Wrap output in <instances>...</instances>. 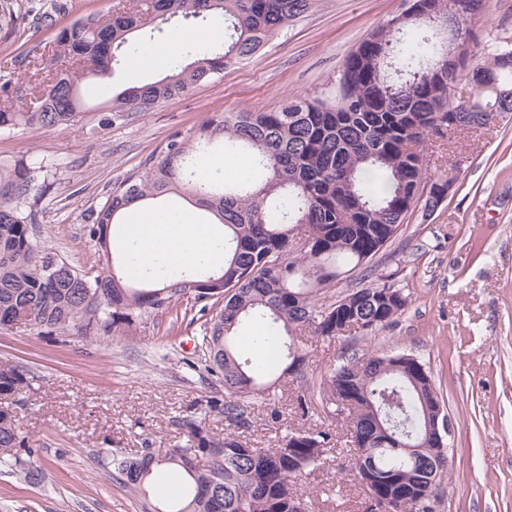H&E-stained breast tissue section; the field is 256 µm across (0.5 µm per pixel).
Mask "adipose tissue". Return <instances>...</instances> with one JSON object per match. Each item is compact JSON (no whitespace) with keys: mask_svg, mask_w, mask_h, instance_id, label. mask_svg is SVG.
<instances>
[{"mask_svg":"<svg viewBox=\"0 0 512 512\" xmlns=\"http://www.w3.org/2000/svg\"><path fill=\"white\" fill-rule=\"evenodd\" d=\"M216 36L212 30L179 34L173 43L137 49L128 59L132 72L168 69L178 46L205 44ZM124 240L132 252V270L142 273L156 267L180 271L224 258V238L209 224L200 223L188 209L158 213L139 206L128 209L123 227Z\"/></svg>","mask_w":512,"mask_h":512,"instance_id":"1","label":"adipose tissue"}]
</instances>
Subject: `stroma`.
I'll return each instance as SVG.
<instances>
[{"label": "stroma", "instance_id": "stroma-1", "mask_svg": "<svg viewBox=\"0 0 512 512\" xmlns=\"http://www.w3.org/2000/svg\"><path fill=\"white\" fill-rule=\"evenodd\" d=\"M402 0H316L259 56L199 82L154 111L98 127V115L32 132L0 133V161L34 157L48 166L38 204L42 238L73 265L96 271L105 257L86 235L90 216L129 176L144 174L168 138L217 112H267L294 94H319L346 56L397 14ZM56 26L22 23L0 42V78L16 77V56L31 52L33 79L57 66L46 51ZM475 44L512 45V0H486ZM460 161L447 199L431 215L415 211L373 259L409 303L393 323L366 336L326 339L306 330L309 381L327 384L342 359L369 350L409 354L430 371L451 432L437 512H512V119L430 146L429 167ZM171 315L126 336L54 342L22 324L0 329V369L26 371L15 412L45 478L31 484L0 466V512H140V503L103 467L132 448H170L186 439L192 406L222 397L198 365L205 316L170 332ZM318 426L337 443L326 465L297 488L311 512H368L366 492L348 473L347 423Z\"/></svg>", "mask_w": 512, "mask_h": 512}]
</instances>
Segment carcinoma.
<instances>
[{
	"label": "carcinoma",
	"mask_w": 512,
	"mask_h": 512,
	"mask_svg": "<svg viewBox=\"0 0 512 512\" xmlns=\"http://www.w3.org/2000/svg\"><path fill=\"white\" fill-rule=\"evenodd\" d=\"M409 7L362 40L347 56L325 97L294 95L271 112L213 115L174 134L148 171L123 181L88 225L90 240L106 249L111 226L132 205L169 195L195 200L224 226V263L192 280L134 287L123 252L117 268L96 274L76 268L44 245L36 226L45 162L35 157L0 165V327L14 325L21 310L33 316L41 337L59 340L123 336L147 316H160L191 298L212 312L204 328L203 369L224 388V398L205 407L224 416L227 433L213 438L200 422L188 423L185 444L164 451L143 448L113 459L116 479L143 501L146 512H299L293 486L324 464L332 434L312 427L286 430L277 448H250L243 434L254 427L255 405L268 406V422H280L276 407L292 375L300 385L291 398L302 416L333 406L349 411L351 443L368 451L352 459L362 486L387 501L390 512H432L447 464L445 448L428 433L442 412L430 373L403 354L365 352L333 368L329 390L315 392L304 375L307 355L297 330L315 326L321 337L352 329L365 334L390 324L408 297L373 280L339 300H326L336 283L364 268L398 233L409 213L433 212L453 181L449 169L429 175L424 148L437 139L489 127L512 112V46H497L483 58L470 51L469 24L484 0H406ZM314 0H134L112 12L93 13L61 27L50 44L54 56L88 57L94 69L57 68L31 88L35 107L12 108L20 89L0 82V131L33 132L68 125L83 113L80 88L112 76L121 48L148 31L161 33L175 17L224 18L223 38L177 58L162 78L128 87L97 109L107 127L124 112H150L187 93L206 78L251 59ZM36 0H0V42L16 37L26 17L40 14ZM152 14L143 22V13ZM434 29L448 39L432 42ZM466 80L474 95L455 97ZM221 145L249 162L247 175L224 187L202 179V159ZM304 234L307 247L294 248ZM255 318L265 321L264 343L272 348L265 376L256 375L238 353L235 330ZM25 370H0V393L17 395ZM0 463L40 482L43 470L26 446L15 416L0 410ZM415 449V459L400 449ZM175 465L188 482L177 506L154 488L158 468Z\"/></svg>",
	"instance_id": "obj_1"
}]
</instances>
